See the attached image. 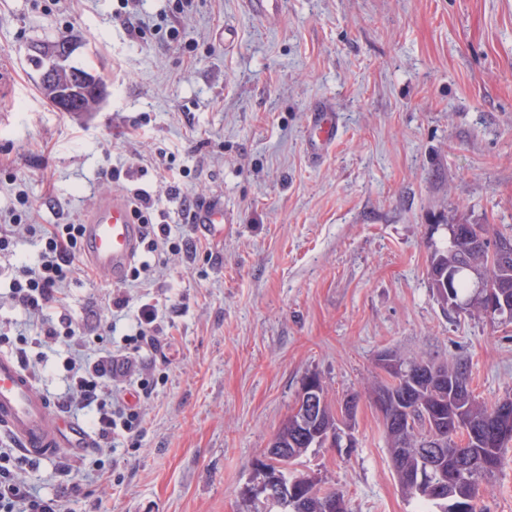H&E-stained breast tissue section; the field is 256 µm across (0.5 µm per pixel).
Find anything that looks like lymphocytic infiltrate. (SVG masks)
Returning a JSON list of instances; mask_svg holds the SVG:
<instances>
[{"label":"lymphocytic infiltrate","mask_w":512,"mask_h":512,"mask_svg":"<svg viewBox=\"0 0 512 512\" xmlns=\"http://www.w3.org/2000/svg\"><path fill=\"white\" fill-rule=\"evenodd\" d=\"M135 219L143 226L140 244L144 257L134 259L127 275L132 280L149 278L154 266H168L172 258L197 256V246L185 225L165 220L160 200L136 188L129 192ZM39 234V249L33 264L11 265L7 296L23 312L22 319L0 322V344L10 345L23 367L41 376L50 352L63 347L66 386L58 395L65 411L93 410L92 423L103 442L119 436L136 437L142 418L119 398L117 385L136 379L143 397H151L154 385L144 373L138 355L143 348H158L163 311L158 304L131 306L123 292H113L110 305L129 316L131 332L118 349L87 343L63 313L62 288L81 256L82 227L78 224H46L41 228L21 222L0 225V256L11 257L13 239L31 232ZM11 439H0V512H61L59 497L44 498L15 472L26 465Z\"/></svg>","instance_id":"f902f5d3"}]
</instances>
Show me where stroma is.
Here are the masks:
<instances>
[{"label":"stroma","mask_w":512,"mask_h":512,"mask_svg":"<svg viewBox=\"0 0 512 512\" xmlns=\"http://www.w3.org/2000/svg\"><path fill=\"white\" fill-rule=\"evenodd\" d=\"M0 0V217L81 222L115 192L161 196L182 223L183 195L224 203L222 232L190 229L195 262L156 270L132 300L163 308L161 348L144 351L155 391L142 431L19 475L63 512H244L241 488L317 373L333 406L360 395L352 448H312L298 471L344 491L353 512H415L364 391L389 350L467 361L479 400L512 394V324L444 310L427 278L429 242L452 224L512 226V0H282L271 18L242 0ZM176 27L177 37L157 32ZM66 33L73 65L101 75L92 115L56 111L24 52ZM325 101L340 136L307 154L308 114ZM189 167L179 196L159 151ZM114 285L74 271L65 308L92 336L113 321ZM482 512H512V448Z\"/></svg>","instance_id":"obj_1"}]
</instances>
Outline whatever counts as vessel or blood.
<instances>
[{
  "label": "vessel or blood",
  "instance_id": "vessel-or-blood-1",
  "mask_svg": "<svg viewBox=\"0 0 512 512\" xmlns=\"http://www.w3.org/2000/svg\"><path fill=\"white\" fill-rule=\"evenodd\" d=\"M308 128V155L317 161L338 136L336 112L326 104L315 106L309 114ZM223 221L220 201L205 202L194 211V222L201 230H215ZM141 233L142 227L136 224L123 195L103 196L83 226V255L112 282H120L138 250ZM0 433L12 438L24 454L37 458L53 456L62 449L76 457L93 443L84 424L57 411L19 361L1 351Z\"/></svg>",
  "mask_w": 512,
  "mask_h": 512
}]
</instances>
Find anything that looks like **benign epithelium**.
<instances>
[{
	"label": "benign epithelium",
	"instance_id": "7a95c632",
	"mask_svg": "<svg viewBox=\"0 0 512 512\" xmlns=\"http://www.w3.org/2000/svg\"><path fill=\"white\" fill-rule=\"evenodd\" d=\"M78 45L77 39L68 36L53 41H35L27 45V54L43 61L40 69L39 82L50 92L49 100L53 107L68 112L75 117H83L94 112L101 105L106 95V85L103 78L93 72L79 73L69 65V59ZM484 256L475 253L470 260H458L454 264L452 275L460 273L475 274L482 267ZM477 307L488 317L498 316L507 308L506 296L496 297L487 291L484 277L476 278L475 293L466 302V307ZM325 393L321 380L310 377L300 387L299 403L296 410L307 421L306 429L312 440L330 448L354 447V436L347 427L336 431L324 432L318 427L323 409ZM444 427H436L434 431L419 444V455L425 462V471L421 480L429 481L435 476L434 460L443 452ZM292 459L291 451L280 454L281 463L273 470L266 471L264 478L254 480L242 488L241 496L251 499L268 512L274 505L288 501V491L284 484L282 471L285 462Z\"/></svg>",
	"mask_w": 512,
	"mask_h": 512
}]
</instances>
